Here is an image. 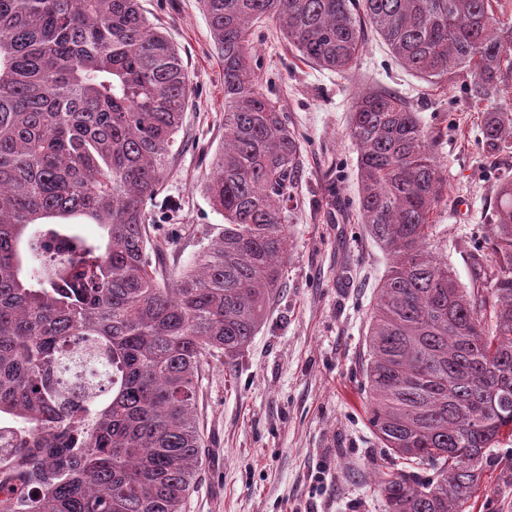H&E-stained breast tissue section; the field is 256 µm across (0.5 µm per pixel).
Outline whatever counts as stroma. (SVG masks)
<instances>
[{"mask_svg": "<svg viewBox=\"0 0 512 512\" xmlns=\"http://www.w3.org/2000/svg\"><path fill=\"white\" fill-rule=\"evenodd\" d=\"M141 5L177 47L193 87L164 190L148 207L171 275L224 222L205 192L224 140V63L199 0ZM250 40L264 92L301 136L304 181L267 321L237 355L202 368L204 454L185 512H384L374 486L386 452L369 423L364 374L371 304L388 259L358 217L352 105L371 88L395 92L436 137L447 186L428 245L469 287L492 265L488 217L499 181L512 177V153L484 149L482 119L512 107V85L475 100L469 75L424 81L371 33L343 74L304 61L273 21L256 24ZM484 478L469 512H512V440L492 450Z\"/></svg>", "mask_w": 512, "mask_h": 512, "instance_id": "obj_1", "label": "stroma"}]
</instances>
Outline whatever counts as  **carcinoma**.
Listing matches in <instances>:
<instances>
[{
	"label": "carcinoma",
	"mask_w": 512,
	"mask_h": 512,
	"mask_svg": "<svg viewBox=\"0 0 512 512\" xmlns=\"http://www.w3.org/2000/svg\"><path fill=\"white\" fill-rule=\"evenodd\" d=\"M494 0H201L224 60V142L206 193L215 239L165 281L146 228L192 84L140 0H0V512H183L201 459V369L267 320L292 249L302 144L264 93L249 40L271 19L307 61L348 71L370 27L431 83L465 71L478 97L512 73ZM512 151V108L484 113ZM358 199L391 257L367 332L378 440L423 478L381 472L386 512H466L512 437V180L489 217L493 266L466 288L427 249L446 177L400 97L353 105ZM86 220L102 234L78 230ZM112 367L61 400L62 345Z\"/></svg>",
	"instance_id": "1"
}]
</instances>
